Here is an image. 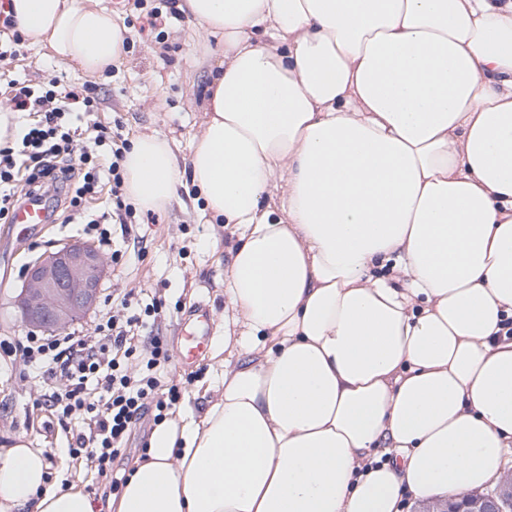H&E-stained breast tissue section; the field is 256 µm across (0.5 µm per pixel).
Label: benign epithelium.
Returning a JSON list of instances; mask_svg holds the SVG:
<instances>
[{"instance_id": "benign-epithelium-1", "label": "benign epithelium", "mask_w": 512, "mask_h": 512, "mask_svg": "<svg viewBox=\"0 0 512 512\" xmlns=\"http://www.w3.org/2000/svg\"><path fill=\"white\" fill-rule=\"evenodd\" d=\"M105 262L91 244L74 242L39 257L15 298L23 322L63 330L94 305ZM512 502V476L488 495L466 493L448 500V512H504Z\"/></svg>"}]
</instances>
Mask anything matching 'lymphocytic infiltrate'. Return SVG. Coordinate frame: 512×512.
Listing matches in <instances>:
<instances>
[{"label": "lymphocytic infiltrate", "instance_id": "1", "mask_svg": "<svg viewBox=\"0 0 512 512\" xmlns=\"http://www.w3.org/2000/svg\"><path fill=\"white\" fill-rule=\"evenodd\" d=\"M57 84L54 77L36 87L17 79L7 88L16 111L37 113L39 119L14 141L0 144V223L8 222L25 196L50 185L63 191L65 210L80 214L99 245L110 249L113 262H120L122 253L101 223L114 218L123 224L132 215L122 194L126 147L105 127L80 138L73 115L97 111L99 100L91 87L61 92ZM105 182L111 185L112 208L98 214L89 202ZM161 313L159 302L142 306L127 293L119 310L99 317L92 333H30L0 341L1 349L27 367L41 390L39 404L54 412L60 426L82 418L84 427L68 452L96 463L100 476H107L139 420L181 398L178 385L162 387L155 375L169 360L168 348L163 337L148 335L146 328Z\"/></svg>", "mask_w": 512, "mask_h": 512}]
</instances>
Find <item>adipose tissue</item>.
Wrapping results in <instances>:
<instances>
[{
	"label": "adipose tissue",
	"mask_w": 512,
	"mask_h": 512,
	"mask_svg": "<svg viewBox=\"0 0 512 512\" xmlns=\"http://www.w3.org/2000/svg\"><path fill=\"white\" fill-rule=\"evenodd\" d=\"M223 36L191 182L236 242L221 387L157 423L119 496L46 490L0 448V512H400L512 455V0H181ZM84 73L126 52L100 0H10ZM125 192L165 208L170 141Z\"/></svg>",
	"instance_id": "1"
}]
</instances>
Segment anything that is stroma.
I'll return each mask as SVG.
<instances>
[{
	"instance_id": "35a3bbf8",
	"label": "stroma",
	"mask_w": 512,
	"mask_h": 512,
	"mask_svg": "<svg viewBox=\"0 0 512 512\" xmlns=\"http://www.w3.org/2000/svg\"><path fill=\"white\" fill-rule=\"evenodd\" d=\"M104 4L127 21L130 32L127 53L112 69L91 77L58 60L48 49L26 43L17 55L0 58V85L16 78L35 85L51 74L65 85L88 84L101 104L98 111L82 114V128H115L129 141L158 132L172 141L181 174L175 200L160 212L134 211V238L123 237L120 226L111 225L114 246L124 257L108 267L94 308L73 322L72 328L91 332L105 304L132 291L143 300L161 301L159 333L172 347L194 303H207L214 333L210 351L186 366L170 360L161 372L164 382H186L177 408L196 412L205 407L208 389L219 384L222 362L228 356L224 259L234 238L223 225L203 217L202 201L188 177L193 138L206 119L202 87L210 67L224 59V40L204 33L187 16L151 24L150 12L167 11V0H143L139 7L132 0H104ZM84 238L83 225L75 222L39 225L23 240L17 239L10 225L0 223V339L28 331L17 315L14 297L29 264L48 250ZM24 373L21 362L0 356V448L24 436L31 447L49 454L48 488L73 484L97 499L112 493L111 479L99 477L94 463L68 455L70 433L51 411L34 407L39 389Z\"/></svg>"
}]
</instances>
